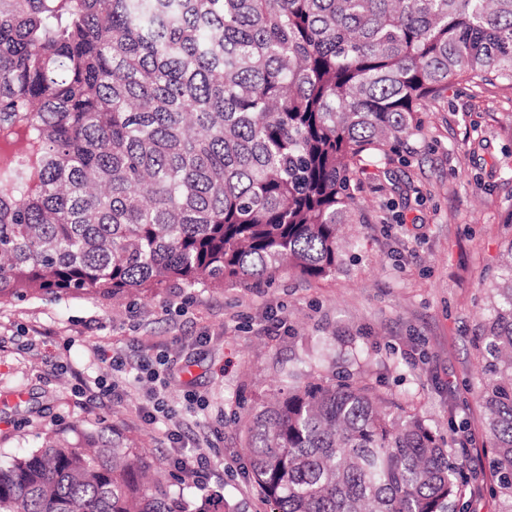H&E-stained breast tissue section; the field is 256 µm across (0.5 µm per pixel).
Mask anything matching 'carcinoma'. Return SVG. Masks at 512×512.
<instances>
[{"instance_id": "cac0c4a2", "label": "carcinoma", "mask_w": 512, "mask_h": 512, "mask_svg": "<svg viewBox=\"0 0 512 512\" xmlns=\"http://www.w3.org/2000/svg\"><path fill=\"white\" fill-rule=\"evenodd\" d=\"M512 86V0H0V303L322 279L358 177L459 82ZM478 346L483 454L362 373L245 421L270 512H512V239ZM0 461V512H217L73 426Z\"/></svg>"}]
</instances>
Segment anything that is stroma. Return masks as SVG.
I'll return each mask as SVG.
<instances>
[{
    "mask_svg": "<svg viewBox=\"0 0 512 512\" xmlns=\"http://www.w3.org/2000/svg\"><path fill=\"white\" fill-rule=\"evenodd\" d=\"M356 223L346 225L345 262L306 280L282 272L269 284L171 286L108 301L65 296L0 303V458L39 446L45 429L95 421L132 441L172 491H214L226 512H269L240 445V422L290 369L366 372L431 426L466 419L470 464L484 465L476 397L479 336L489 273L512 224V88L462 82L425 116L422 135L360 177ZM166 348V399L174 420L148 421L152 385L137 365ZM126 356L112 373L99 351ZM112 376L122 396L103 395ZM194 394L204 409H187ZM215 462L200 484L176 462L168 432Z\"/></svg>",
    "mask_w": 512,
    "mask_h": 512,
    "instance_id": "stroma-1",
    "label": "stroma"
}]
</instances>
